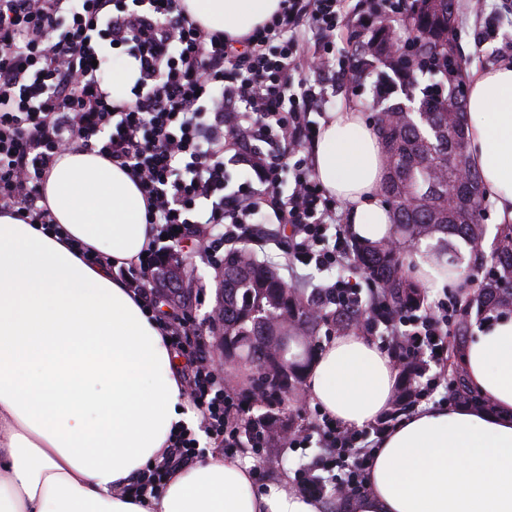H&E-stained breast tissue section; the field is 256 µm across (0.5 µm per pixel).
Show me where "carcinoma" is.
<instances>
[{
    "instance_id": "carcinoma-1",
    "label": "carcinoma",
    "mask_w": 512,
    "mask_h": 512,
    "mask_svg": "<svg viewBox=\"0 0 512 512\" xmlns=\"http://www.w3.org/2000/svg\"><path fill=\"white\" fill-rule=\"evenodd\" d=\"M403 19L401 40L380 31L372 52L383 54L396 72L407 70L408 90L429 75L434 82L423 89L419 105L423 111L410 112L395 103L380 110L377 132L386 158L387 176L383 193L392 204L393 224L399 239L419 241L437 238L436 249L448 250V238L458 237L480 250L483 229L474 197L480 194L481 177L463 151L466 126L452 110V94H444L448 72L460 75L463 64L454 55V0H412ZM357 268L379 284L385 300L395 310L416 309L424 299L422 288L403 268L400 250L385 242L355 245ZM474 280L473 299L455 309L456 333L465 334L468 313L473 306L486 312L512 308V225L498 236L490 255L482 258ZM216 310L224 333V361L254 368V394L245 401L251 408L256 395L262 396L266 412L248 416L249 431L268 424L286 430L281 415L283 400L303 380L307 358L302 356L288 368L281 365L280 336H312L320 324L331 323L346 333L354 321L333 312L316 309L299 297L276 273L274 267L256 258L246 248L224 256V278L218 288ZM462 356L450 345L448 361L454 366L451 383L470 399L477 391L468 386L454 358Z\"/></svg>"
}]
</instances>
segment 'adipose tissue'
Returning a JSON list of instances; mask_svg holds the SVG:
<instances>
[{
	"label": "adipose tissue",
	"mask_w": 512,
	"mask_h": 512,
	"mask_svg": "<svg viewBox=\"0 0 512 512\" xmlns=\"http://www.w3.org/2000/svg\"><path fill=\"white\" fill-rule=\"evenodd\" d=\"M280 2L182 0L192 19L232 35ZM468 111L469 163L499 221L512 222V65L472 70ZM312 160L358 240L392 236L384 151L362 112L329 113ZM44 193L55 232L0 213V512H324L287 480L257 486L249 458L221 454L135 496L134 478L193 416L160 322L79 249L137 260L151 235L144 197L125 171L76 150L58 158ZM403 261L423 287H450L427 243L407 245ZM464 358L493 412L431 406L404 420L350 512H512V317L475 325ZM399 382L388 353L355 332L324 344L307 370L312 403L357 429L389 410Z\"/></svg>",
	"instance_id": "adipose-tissue-1"
}]
</instances>
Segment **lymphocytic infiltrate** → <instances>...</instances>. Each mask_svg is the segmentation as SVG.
<instances>
[{
    "mask_svg": "<svg viewBox=\"0 0 512 512\" xmlns=\"http://www.w3.org/2000/svg\"><path fill=\"white\" fill-rule=\"evenodd\" d=\"M347 0H281L279 10L234 37L188 18L181 0H0V212L47 225L44 178L67 150L95 153L139 184L151 238L144 257L112 267L155 314L164 275L183 259L182 244L217 258L247 244L276 245L288 270H340L324 286L338 308L366 306L361 289L343 277L353 253L337 204L314 178L307 153L319 135L311 121L318 95L302 66L356 69L354 54L333 58ZM134 60L138 78L116 102L105 87L111 51ZM252 175L233 183L229 166ZM291 193H282L285 177ZM449 307L440 302L364 322L383 332L399 365L420 361L416 400L448 379ZM169 346L183 358L185 393L214 447H240L243 379L228 393L205 357L207 338L191 309L165 315ZM400 418L391 410L363 430L330 417L315 425L320 453L306 468L303 488L324 497L319 472L342 471L337 490L364 489L369 462ZM198 441L187 427L168 438L167 452L133 483L154 494L162 478L187 466Z\"/></svg>",
    "mask_w": 512,
    "mask_h": 512,
    "instance_id": "f902f5d3",
    "label": "lymphocytic infiltrate"
}]
</instances>
